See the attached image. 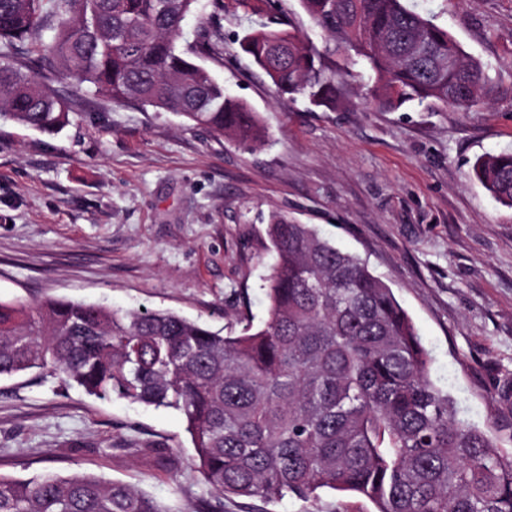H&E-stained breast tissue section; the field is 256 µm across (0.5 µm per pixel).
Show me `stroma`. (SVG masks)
<instances>
[{
  "mask_svg": "<svg viewBox=\"0 0 512 512\" xmlns=\"http://www.w3.org/2000/svg\"><path fill=\"white\" fill-rule=\"evenodd\" d=\"M448 29L494 84L469 110L384 109L343 56L336 109L277 95L239 41L279 19L324 39L300 0H224V57H199L268 131L248 148L172 112L77 93L57 133L0 120V301L47 298L169 310L223 332L266 319L270 215L315 225L393 289L432 355L431 381L458 416L512 455V208L474 178L476 158L512 152V0H409ZM178 412L102 400L50 376L0 378V474L90 473L169 512L210 491ZM329 489L224 512H374Z\"/></svg>",
  "mask_w": 512,
  "mask_h": 512,
  "instance_id": "stroma-1",
  "label": "stroma"
}]
</instances>
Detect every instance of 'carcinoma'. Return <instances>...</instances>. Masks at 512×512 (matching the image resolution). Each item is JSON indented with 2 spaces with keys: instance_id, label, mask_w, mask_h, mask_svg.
<instances>
[{
  "instance_id": "1",
  "label": "carcinoma",
  "mask_w": 512,
  "mask_h": 512,
  "mask_svg": "<svg viewBox=\"0 0 512 512\" xmlns=\"http://www.w3.org/2000/svg\"><path fill=\"white\" fill-rule=\"evenodd\" d=\"M0 0V119L40 132L69 123L75 102L51 93L59 74L115 104L174 112L215 136L262 141L259 117L192 57L224 58V0ZM323 49L293 25L242 39L278 93L316 107L340 102L327 54L344 53L373 80L378 105L470 108L490 91L483 66L407 0H300ZM52 36L45 40L42 32ZM512 208V153L474 168ZM265 277L268 318L223 334L167 310L95 302L0 301V377L36 372L101 399L180 412L194 469L223 512L233 496L273 503L321 489L360 494L375 512H512V457L457 420L429 378L431 356L392 288L311 224L274 216ZM0 512H167L152 497L93 474L0 476Z\"/></svg>"
}]
</instances>
